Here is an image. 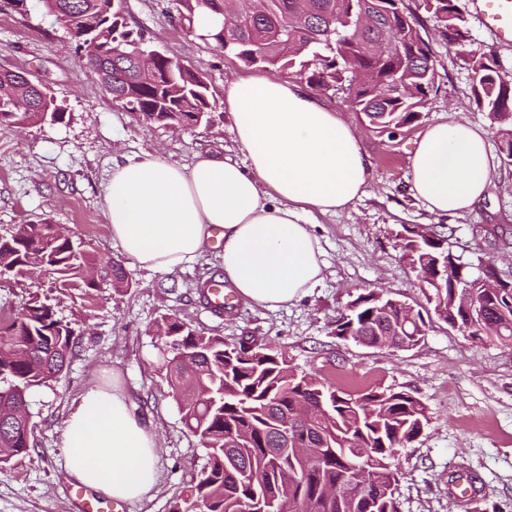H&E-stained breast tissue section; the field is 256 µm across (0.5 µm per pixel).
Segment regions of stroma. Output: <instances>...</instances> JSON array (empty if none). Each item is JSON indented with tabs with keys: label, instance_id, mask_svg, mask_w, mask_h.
<instances>
[{
	"label": "stroma",
	"instance_id": "35a3bbf8",
	"mask_svg": "<svg viewBox=\"0 0 512 512\" xmlns=\"http://www.w3.org/2000/svg\"><path fill=\"white\" fill-rule=\"evenodd\" d=\"M405 3L429 34L438 74L419 121L391 137L353 112L343 91L319 94L355 127L372 162L361 199L338 214L307 217L323 248V281L276 311L238 300L214 314L197 293L210 276L223 274V247L213 241L198 260L173 272L135 268L131 288L102 284L88 312L65 302L59 314L78 320L81 336L62 378L29 398L33 447L22 463L0 465V512H78V498H94V491L68 481L61 436L81 393L115 379L159 442L158 483L149 498L126 502V512H175L183 506L207 455L183 423L165 379L163 343L155 334L165 315L230 344L257 342L267 353L285 356L297 372L353 394L378 387L419 398L428 422L416 440L395 453L399 512H512V347L467 339L435 317L424 338L407 349L370 348L335 333L340 313L367 290L420 311L428 306L416 272L402 258L398 235L436 221L410 196L406 182L416 136L429 124L463 119L490 131L496 159L489 192L447 224L464 260L481 258L512 271V164L498 157L500 139L475 101L462 61L434 31L437 0ZM461 4L469 51L496 60L502 78L512 81V41L499 40L484 26L473 0ZM188 9L175 0H125L127 25L142 34L146 48L180 58L206 78L215 100L213 123L187 130L138 120L116 106L53 17L36 8L26 15L0 11V69L30 73L65 113L60 123L0 132V235L17 224L46 221L118 259L122 252L102 206L114 161L152 154L188 165L204 150L244 161L233 116L224 108V81L264 71L244 68L214 40L188 29L183 18ZM47 291V278L37 275L0 283V318L13 315L31 294ZM456 467L481 475L485 490L479 498L449 495L448 472Z\"/></svg>",
	"mask_w": 512,
	"mask_h": 512
}]
</instances>
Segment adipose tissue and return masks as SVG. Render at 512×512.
Returning a JSON list of instances; mask_svg holds the SVG:
<instances>
[{
    "label": "adipose tissue",
    "mask_w": 512,
    "mask_h": 512,
    "mask_svg": "<svg viewBox=\"0 0 512 512\" xmlns=\"http://www.w3.org/2000/svg\"><path fill=\"white\" fill-rule=\"evenodd\" d=\"M224 106L248 163L208 152L183 166L159 155L115 163L103 211L131 267L170 272L220 229L224 280L244 303L293 304L323 279L322 248L307 213L335 214L360 198L371 165L354 127L306 86L234 76ZM487 130L453 119L416 138L408 191L439 218L471 211L488 193ZM70 480L119 501L149 497L158 439L120 384L90 386L62 433Z\"/></svg>",
    "instance_id": "obj_1"
}]
</instances>
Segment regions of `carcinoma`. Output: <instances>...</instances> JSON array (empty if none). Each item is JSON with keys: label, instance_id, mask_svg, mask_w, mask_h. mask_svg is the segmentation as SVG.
<instances>
[{"label": "carcinoma", "instance_id": "carcinoma-1", "mask_svg": "<svg viewBox=\"0 0 512 512\" xmlns=\"http://www.w3.org/2000/svg\"><path fill=\"white\" fill-rule=\"evenodd\" d=\"M55 17L83 58L100 79L104 91L119 107L136 117L164 127L208 125L213 107L205 78L184 65L170 69L159 60L155 71L140 68L143 38L127 29L121 6L113 0H37ZM298 0H241L242 25L221 39L224 51L246 67H261L296 77L318 90L349 91L352 111L391 135L420 118L426 96H406L401 87L436 84L429 42L417 45L420 24L405 0H304L306 14L293 23ZM436 27L462 58L475 99L502 138L503 162L512 163V83L505 81L490 60L466 51L470 39L460 0L435 15ZM403 43L395 55L389 40ZM12 98L30 103L24 112L13 111L0 99V131L28 124L58 123L65 113L40 83L20 73L0 71V88ZM454 228L435 224L418 242L408 241L403 256L424 267V258L437 255L448 244ZM38 268L50 277V287L79 299L90 308L104 282L120 283L129 276L123 263L76 243L48 222L16 224L0 236V279ZM465 280L454 282L456 269ZM493 264L478 260L455 262L443 271L438 287L426 282L434 312L446 313L459 292H469L474 309H456L469 335L512 345V290L502 296L487 294L483 280ZM374 293L358 295L362 305L356 323L348 315L336 321V335L360 337L368 347L382 348L405 341L419 342L425 322H409L390 305L372 308ZM166 329L179 339L178 347L164 354L165 377L185 426L208 450L207 465L192 480L184 510L176 512H245L260 497L274 500L278 512H299L308 502L313 512H370L368 499L379 496L376 512H398L394 496L385 490L397 480L396 449L420 436L428 422L427 407L409 392L364 390L335 392L288 367L283 357L258 348L245 356L244 342L227 344L222 336H208L176 317H163ZM77 347L73 323L57 317L48 297H30L6 323L0 321V465L16 464L30 456L35 424L28 412L29 394L61 379ZM305 400L324 402L326 413L312 414L306 440L323 449L310 462L295 455H276L281 447L269 421L289 414ZM368 462V489L358 493L345 487L353 460Z\"/></svg>", "mask_w": 512, "mask_h": 512}]
</instances>
